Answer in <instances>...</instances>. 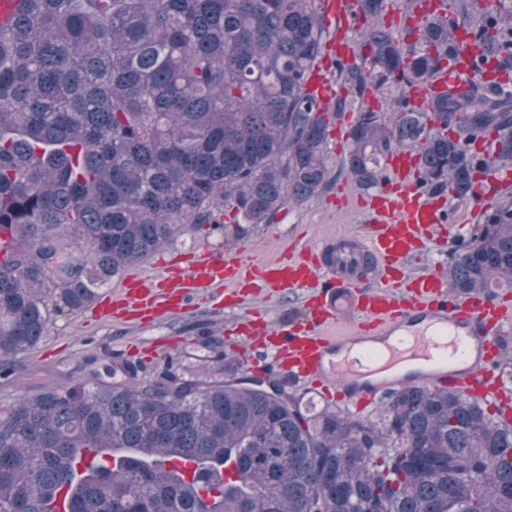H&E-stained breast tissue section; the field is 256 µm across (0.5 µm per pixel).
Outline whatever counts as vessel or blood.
I'll list each match as a JSON object with an SVG mask.
<instances>
[{
	"instance_id": "obj_1",
	"label": "vessel or blood",
	"mask_w": 512,
	"mask_h": 512,
	"mask_svg": "<svg viewBox=\"0 0 512 512\" xmlns=\"http://www.w3.org/2000/svg\"><path fill=\"white\" fill-rule=\"evenodd\" d=\"M326 20L348 29L349 0H326ZM464 66L435 74L412 93L413 103L448 85L466 82ZM388 180L366 211L355 238L289 249L272 262L199 254L191 267L164 265L160 284L125 279L123 311L160 314L188 302L199 288L253 285L299 300L305 321L271 328L262 310L239 318L252 365L273 362L290 387L333 392L337 408L364 411L400 386V378L373 381L377 371L422 360L419 385L449 389L489 403L499 421L512 423V387L498 369L505 336L512 334V300L459 298L438 268L409 269L418 251L436 246L446 213L415 187L418 157L410 150L386 161ZM352 311L350 328L341 316Z\"/></svg>"
}]
</instances>
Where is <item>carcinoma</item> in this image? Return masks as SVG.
<instances>
[{"label": "carcinoma", "mask_w": 512, "mask_h": 512, "mask_svg": "<svg viewBox=\"0 0 512 512\" xmlns=\"http://www.w3.org/2000/svg\"><path fill=\"white\" fill-rule=\"evenodd\" d=\"M402 23L357 0L355 59H336L357 112L340 168L360 188L419 156L418 189L465 200L512 167V12L452 0ZM475 77L417 107L455 65ZM319 0H22L0 30V376L57 316L224 213L270 224L328 183L330 117L308 86L323 53ZM372 95L378 103H366ZM451 292L512 287V205L448 260ZM161 368L46 382L0 407V512H512V424L481 402L409 382L358 419L244 376L216 336ZM123 455L76 471L77 453ZM195 464L184 479L171 458ZM472 76L473 73L465 66H454L450 71L438 72L424 86L413 91L412 101L415 105H419L422 101L427 100L432 92L444 90L448 84L464 83Z\"/></svg>", "instance_id": "cac0c4a2"}]
</instances>
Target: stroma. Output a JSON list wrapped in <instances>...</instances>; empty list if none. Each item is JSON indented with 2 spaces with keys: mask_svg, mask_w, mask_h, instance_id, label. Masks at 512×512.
<instances>
[{
  "mask_svg": "<svg viewBox=\"0 0 512 512\" xmlns=\"http://www.w3.org/2000/svg\"><path fill=\"white\" fill-rule=\"evenodd\" d=\"M348 148V142L330 139V180L319 197L287 206L271 224H231L222 234L188 230L162 249V257L183 266L193 255L205 250L220 255L225 249L240 248L247 257L260 262L276 259L292 243L302 246L359 235L368 221L356 204L363 191L340 172L338 165ZM510 202L512 187L500 188L493 180L486 181L482 195L477 198H443L449 224L456 232L455 243L468 240L471 230L485 223L495 206ZM231 316L220 298L204 288L196 291L189 308L155 318L143 326L111 314L97 316L92 308L76 315L59 316L37 347L18 356L16 374L7 380L0 378V401L30 390L57 373L75 370L87 356L96 357L101 370L122 360L149 368L161 365L167 355L192 349L195 338L208 333L223 337L225 349L241 365H248L249 349L236 337L224 333V323Z\"/></svg>",
  "mask_w": 512,
  "mask_h": 512,
  "instance_id": "stroma-1",
  "label": "stroma"
}]
</instances>
